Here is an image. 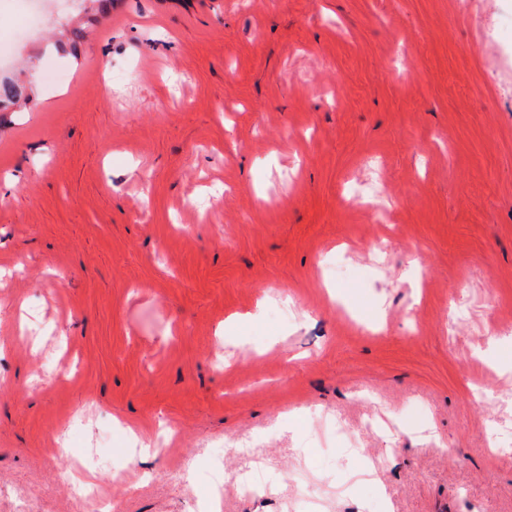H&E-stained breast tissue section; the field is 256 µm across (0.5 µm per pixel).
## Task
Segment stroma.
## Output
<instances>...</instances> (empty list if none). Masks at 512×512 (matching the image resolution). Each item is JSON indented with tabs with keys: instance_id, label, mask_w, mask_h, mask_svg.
I'll list each match as a JSON object with an SVG mask.
<instances>
[{
	"instance_id": "stroma-1",
	"label": "stroma",
	"mask_w": 512,
	"mask_h": 512,
	"mask_svg": "<svg viewBox=\"0 0 512 512\" xmlns=\"http://www.w3.org/2000/svg\"><path fill=\"white\" fill-rule=\"evenodd\" d=\"M23 17L0 512H512V0Z\"/></svg>"
}]
</instances>
